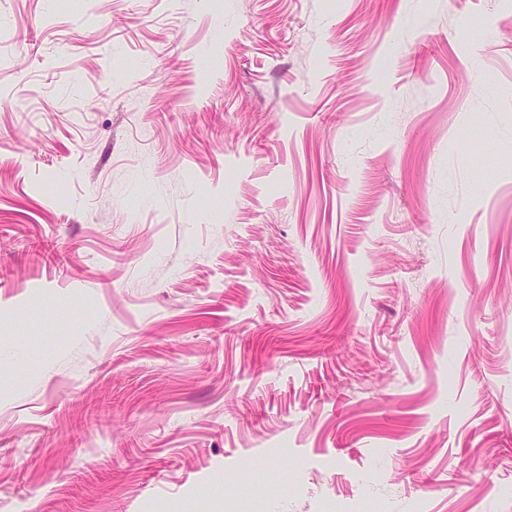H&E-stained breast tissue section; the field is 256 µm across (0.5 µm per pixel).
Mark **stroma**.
I'll use <instances>...</instances> for the list:
<instances>
[{
  "label": "stroma",
  "mask_w": 512,
  "mask_h": 512,
  "mask_svg": "<svg viewBox=\"0 0 512 512\" xmlns=\"http://www.w3.org/2000/svg\"><path fill=\"white\" fill-rule=\"evenodd\" d=\"M0 512H512V0H0Z\"/></svg>",
  "instance_id": "stroma-1"
}]
</instances>
